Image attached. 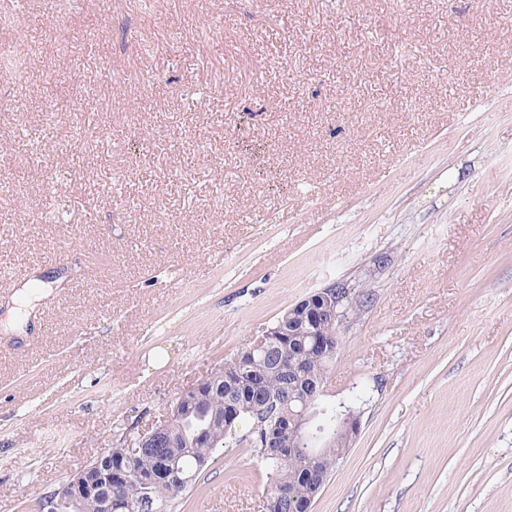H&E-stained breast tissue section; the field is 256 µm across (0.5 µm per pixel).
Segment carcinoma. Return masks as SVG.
<instances>
[{
    "instance_id": "1",
    "label": "carcinoma",
    "mask_w": 512,
    "mask_h": 512,
    "mask_svg": "<svg viewBox=\"0 0 512 512\" xmlns=\"http://www.w3.org/2000/svg\"><path fill=\"white\" fill-rule=\"evenodd\" d=\"M272 327L280 336H268L253 352V363L243 379L228 382L217 378L194 396L189 409L173 414L165 422L164 441L157 447H137L138 436L105 448L101 455L112 458V466L123 470L124 478L112 485V512H128L127 506L149 500L154 512H170L179 495L192 488L219 448L242 446L254 452L264 468L269 488L261 512H275L279 492L288 491V512H312L314 499L305 474L318 469L330 475L336 468V449H319L313 461L301 452L288 457V385L301 387L326 381L335 359L336 343L323 331L313 336H290L288 330L308 325L295 320L288 327L283 311ZM236 413L234 424L225 422L224 408ZM277 437L281 454L264 447V435ZM106 491H93L82 500L83 512H104Z\"/></svg>"
}]
</instances>
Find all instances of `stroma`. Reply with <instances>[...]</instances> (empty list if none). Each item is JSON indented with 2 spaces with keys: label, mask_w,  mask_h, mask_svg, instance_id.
<instances>
[{
  "label": "stroma",
  "mask_w": 512,
  "mask_h": 512,
  "mask_svg": "<svg viewBox=\"0 0 512 512\" xmlns=\"http://www.w3.org/2000/svg\"><path fill=\"white\" fill-rule=\"evenodd\" d=\"M0 512L347 290L312 512H512V0H0ZM55 281L24 330L23 286ZM227 448L172 512H259Z\"/></svg>",
  "instance_id": "1"
}]
</instances>
